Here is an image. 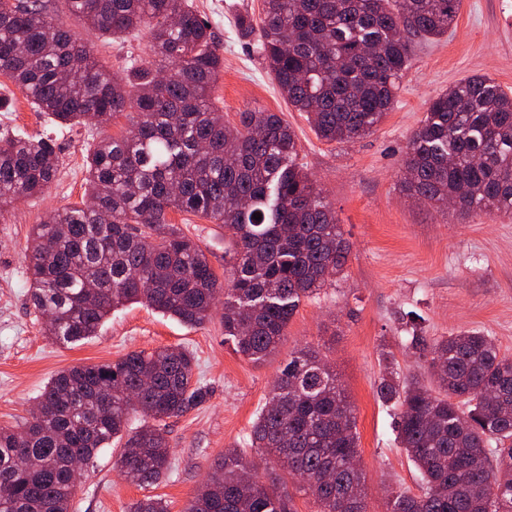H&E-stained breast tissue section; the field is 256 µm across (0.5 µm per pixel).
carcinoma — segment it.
<instances>
[{
    "label": "carcinoma",
    "mask_w": 512,
    "mask_h": 512,
    "mask_svg": "<svg viewBox=\"0 0 512 512\" xmlns=\"http://www.w3.org/2000/svg\"><path fill=\"white\" fill-rule=\"evenodd\" d=\"M98 34L145 29L148 58L119 79L47 10L44 0H0V73L62 127L128 113L121 137L88 151L90 203L35 224L26 256L29 302L43 333L73 344L127 303L198 325L224 296V336L253 362L275 355L301 302L343 272L348 250L323 190L300 162L275 112L224 121L212 90L220 45L187 0H67ZM461 0H263L256 52L288 103L327 143L358 138L391 110L415 39L448 33ZM60 159L47 136L0 132V211L43 193ZM401 183L421 202L458 212H512V95L470 76L429 104L405 153ZM171 210L224 227L234 246L230 287L202 247L170 224ZM261 219H253V214ZM430 384L382 379L397 409L398 444L422 489L391 493L388 512H512V357L476 331L433 343L412 330ZM192 353L163 347L115 363L79 364L43 389L39 414L0 426V512H70L72 465L118 441L131 482L170 470L164 421L204 405ZM143 422L129 427L131 415ZM355 406L316 350L291 352L244 447L224 452L184 512H291L292 496L249 472L247 449L299 477L317 512H368ZM131 512H168L160 498Z\"/></svg>",
    "instance_id": "cac0c4a2"
}]
</instances>
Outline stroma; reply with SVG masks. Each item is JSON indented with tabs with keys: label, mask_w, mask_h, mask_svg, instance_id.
<instances>
[{
	"label": "stroma",
	"mask_w": 512,
	"mask_h": 512,
	"mask_svg": "<svg viewBox=\"0 0 512 512\" xmlns=\"http://www.w3.org/2000/svg\"><path fill=\"white\" fill-rule=\"evenodd\" d=\"M48 5L113 74H122L131 58L145 52L147 31L115 42L88 31L65 0ZM192 6L224 56L212 96L225 120L260 109L288 121L300 160L326 192L349 245L345 271L302 301L278 353L261 364L225 340L220 314L187 326L141 303L113 311L95 336L81 342L65 345L44 336L42 319L28 301L31 228L50 211L82 201L86 149L103 136H121L129 119L122 115L104 127H57L0 74V128L50 136L61 158L45 195L16 201L0 215V425L22 424L50 377L70 366L112 363L160 347L188 350L195 356L194 379L209 388L210 399L167 419L168 476L146 488L132 484L117 464L118 447L106 448L76 486L70 507L130 512L135 502L155 496L168 503L169 512H183L224 452L248 436L289 354L309 345L335 370L356 409L368 512H386L390 490L420 491L418 471L396 440L394 412L376 393L386 366L427 376L424 359L407 343V323H416L431 341L475 330L512 357V212L463 216L451 207L415 201L400 186L406 147L433 98L473 75L490 76L512 90V0H462L446 35L414 41L411 63L383 121L369 134L332 144L316 137L304 113L289 108L253 35L238 24L241 15L259 14L261 0H192ZM167 218L202 246L219 280H226L233 246L223 228L179 211Z\"/></svg>",
	"instance_id": "stroma-1"
}]
</instances>
